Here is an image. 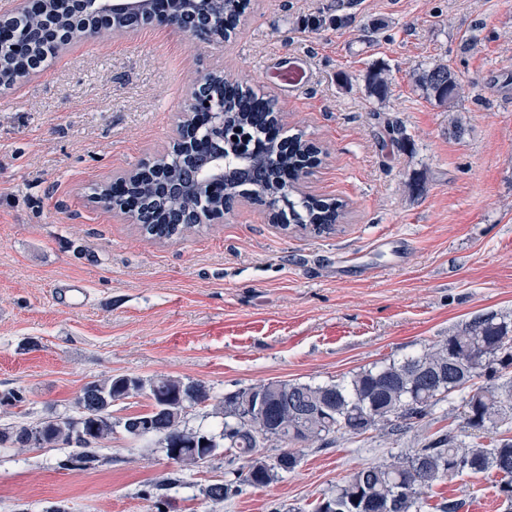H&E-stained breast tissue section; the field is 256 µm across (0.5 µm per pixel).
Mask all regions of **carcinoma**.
Instances as JSON below:
<instances>
[{
  "label": "carcinoma",
  "mask_w": 512,
  "mask_h": 512,
  "mask_svg": "<svg viewBox=\"0 0 512 512\" xmlns=\"http://www.w3.org/2000/svg\"><path fill=\"white\" fill-rule=\"evenodd\" d=\"M180 24L202 23L200 6L181 0L177 6ZM14 22L26 31L34 25L71 27L75 19L64 21L47 8L41 12L19 14ZM58 47L41 43L33 51L37 64L51 65ZM416 84L439 103L451 104L462 85L456 73L444 64L416 74ZM224 111L245 125L252 138L266 141L267 114L271 101H263L250 87L238 85V93L224 100ZM309 144L290 136L269 154L256 155L246 164L226 153L229 166L225 174L224 204L230 206L242 196L243 184H263L273 193L284 186L283 178L293 181L302 168V157ZM203 166H193L174 153L165 166L163 182H145L137 187L142 211L153 223L142 230L153 239H169L196 229L180 223L193 211L207 217L211 199L201 187ZM292 221L317 233H328L343 216V205L321 198L305 197L289 202ZM279 392H271L273 385ZM147 388L152 409L146 414L152 425L148 435L163 445L181 450L175 462L178 470L197 467V458L224 447L231 453L230 463L240 466L227 477L206 486L205 497L213 503L225 502L243 487L263 488L300 464V448L315 443L327 444L331 435L341 432L362 436L369 431L391 429L400 432L425 419L441 400L465 392L462 398L464 431L474 435L497 426L499 417L512 407V324L496 313H482L462 324L443 342L401 360H392L362 369L347 381L331 384L268 381L224 394L213 405V414L223 419L222 430L214 434L190 429L184 415L191 405L187 394L203 405L212 399L201 382L174 377L144 380L139 377L109 376L83 386L68 414H51L34 425H0V446L19 449L66 448L60 466L68 470H87L100 462L101 445L112 438V403L134 394L132 386ZM268 394L267 405L247 408L248 396ZM208 438L215 444L203 445ZM287 446L288 468L269 464L258 455L263 441ZM494 472L499 476L498 493L512 502V438H500L491 448L467 447L454 429L438 435L411 454L394 456L361 467L336 485V493L322 499L315 512H423L426 495L439 482L464 474Z\"/></svg>",
  "instance_id": "1"
}]
</instances>
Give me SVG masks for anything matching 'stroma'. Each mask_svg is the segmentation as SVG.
Returning a JSON list of instances; mask_svg holds the SVG:
<instances>
[{
  "instance_id": "1",
  "label": "stroma",
  "mask_w": 512,
  "mask_h": 512,
  "mask_svg": "<svg viewBox=\"0 0 512 512\" xmlns=\"http://www.w3.org/2000/svg\"><path fill=\"white\" fill-rule=\"evenodd\" d=\"M285 57L303 61L304 84L279 83ZM436 64L461 79L452 106L414 84ZM213 68L248 75L282 112V136L320 148L306 186L346 203L335 231L285 230L242 200L223 223L157 241L91 198L172 147L194 76ZM68 282L85 306L55 303ZM490 311L512 319V0H251L228 41L144 23L79 39L0 89V395L26 396L2 425L71 412L111 375L199 381L218 398L268 380L333 383ZM461 403L401 435L304 448L282 481L214 504L204 490L224 454L176 473L156 438L122 428L150 405L138 395L113 403L93 470L61 469L60 450L0 447V512H156L157 484L172 512H313L354 470L460 428ZM451 498L512 512L492 473L444 480L429 504Z\"/></svg>"
}]
</instances>
